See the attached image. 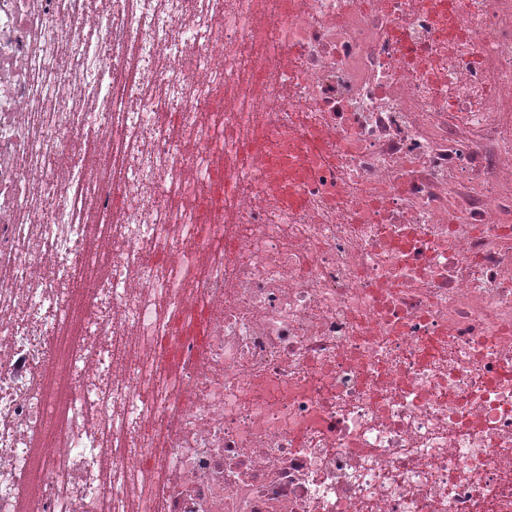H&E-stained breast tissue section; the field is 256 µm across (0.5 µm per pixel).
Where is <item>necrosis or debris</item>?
Instances as JSON below:
<instances>
[{"label": "necrosis or debris", "mask_w": 512, "mask_h": 512, "mask_svg": "<svg viewBox=\"0 0 512 512\" xmlns=\"http://www.w3.org/2000/svg\"><path fill=\"white\" fill-rule=\"evenodd\" d=\"M0 268V512H512V0H0Z\"/></svg>", "instance_id": "necrosis-or-debris-1"}]
</instances>
